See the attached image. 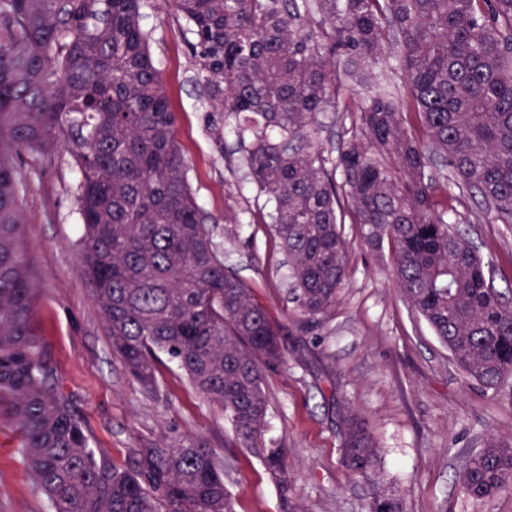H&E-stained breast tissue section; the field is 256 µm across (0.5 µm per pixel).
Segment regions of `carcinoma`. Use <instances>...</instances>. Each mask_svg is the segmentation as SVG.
<instances>
[{"label":"carcinoma","instance_id":"obj_1","mask_svg":"<svg viewBox=\"0 0 512 512\" xmlns=\"http://www.w3.org/2000/svg\"><path fill=\"white\" fill-rule=\"evenodd\" d=\"M191 27L208 105L253 133L245 162L288 257L300 332L321 325L346 281L340 224L391 249L398 288L465 379L512 398V301L448 223L452 189L512 224V0H167ZM141 0H0V405L53 512H236L232 465L201 436L134 448L114 462L56 382L35 328L39 288L24 241L22 157L55 143L80 174V263L112 353L145 396L174 362L224 414L238 447L288 479L268 448L267 368L281 330L224 265L215 218L197 203ZM397 49L414 112L389 96L354 113L337 156L318 115L336 109V51L348 75ZM448 166L440 185L429 169ZM372 442L352 418L343 465ZM467 502L512 492V438L489 436L458 475ZM370 512H404L379 498Z\"/></svg>","mask_w":512,"mask_h":512}]
</instances>
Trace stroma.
<instances>
[{
  "label": "stroma",
  "instance_id": "1",
  "mask_svg": "<svg viewBox=\"0 0 512 512\" xmlns=\"http://www.w3.org/2000/svg\"><path fill=\"white\" fill-rule=\"evenodd\" d=\"M142 4L141 26L175 114V138L197 201L217 219L214 237L226 266L285 331V361L265 373L271 405L266 438L286 448L293 476L284 487L274 482L255 456L236 446L222 413L195 394L174 364L160 367L163 403L148 400L127 375L80 268V174L60 148L23 166L26 241L40 287L38 332L94 447L120 462L164 437L204 436L236 467L230 485L236 512H369L375 496L391 494L406 512H464L456 475L488 435L512 437V400L465 380L397 288L390 250H370L349 221L342 226L348 276L336 306L313 333H295L288 260L266 230L269 207L237 150L252 136L208 110L190 63L186 21L163 0ZM401 88L391 55L371 65L364 81L341 78L335 111L319 116L327 155H335L361 103ZM450 219L467 230L495 287L512 288V228L469 195ZM351 409L368 419L376 442V466L363 476L341 463L344 416ZM0 512H53L5 418Z\"/></svg>",
  "mask_w": 512,
  "mask_h": 512
}]
</instances>
